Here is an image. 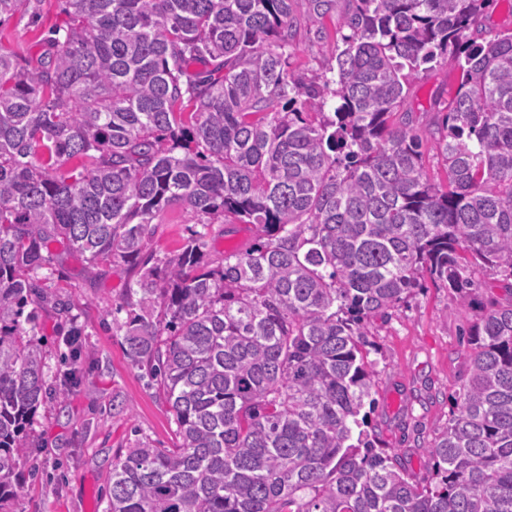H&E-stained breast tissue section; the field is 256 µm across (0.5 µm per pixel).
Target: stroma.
<instances>
[{"mask_svg": "<svg viewBox=\"0 0 512 512\" xmlns=\"http://www.w3.org/2000/svg\"><path fill=\"white\" fill-rule=\"evenodd\" d=\"M63 21L58 0H38L32 10L20 7L0 21V48L21 58L34 56ZM335 31V17L306 19L291 50L290 73L307 82L327 75L335 64ZM456 86V75L447 67L419 72L408 106L424 140H432L442 119L433 110L434 102L448 100ZM197 227L189 209L169 210L159 219L148 250L165 259L177 253ZM204 229L207 258L214 262L245 249L253 239L245 224L231 232L219 221ZM52 251L53 263L41 272L48 298L41 312L45 371L51 377L65 368L63 339L71 324L52 305L60 299L71 304L83 330L81 382L64 401L50 398L40 408L22 468L25 492L9 509L104 512L114 456L140 439L171 447L175 424L147 368L133 365L126 353L127 315L120 307L126 288L137 278L136 269L116 262L91 274L82 257L57 245ZM484 281L468 304H460L445 289L430 287L411 295L391 318L370 325L377 362L372 419L390 448L421 479L431 468L425 449L447 426L462 384L466 354L461 330L490 299L504 294L495 276H485Z\"/></svg>", "mask_w": 512, "mask_h": 512, "instance_id": "35a3bbf8", "label": "stroma"}]
</instances>
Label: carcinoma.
<instances>
[{"label": "carcinoma", "mask_w": 512, "mask_h": 512, "mask_svg": "<svg viewBox=\"0 0 512 512\" xmlns=\"http://www.w3.org/2000/svg\"><path fill=\"white\" fill-rule=\"evenodd\" d=\"M338 0H61L65 35L0 50V512L49 388L37 271L132 262L127 355L156 378L177 445L112 460L106 512H512V30L492 0H346L336 74L288 73L301 15ZM458 76L426 172L404 106L421 66ZM332 111H326L329 103ZM192 106L185 118L184 105ZM185 207L249 224L206 260L164 262L155 221ZM493 299L467 332L448 426L409 476L374 424L368 323L427 279ZM511 1V2H509ZM512 0H496L487 9L486 25L493 31L512 29Z\"/></svg>", "instance_id": "carcinoma-1"}]
</instances>
